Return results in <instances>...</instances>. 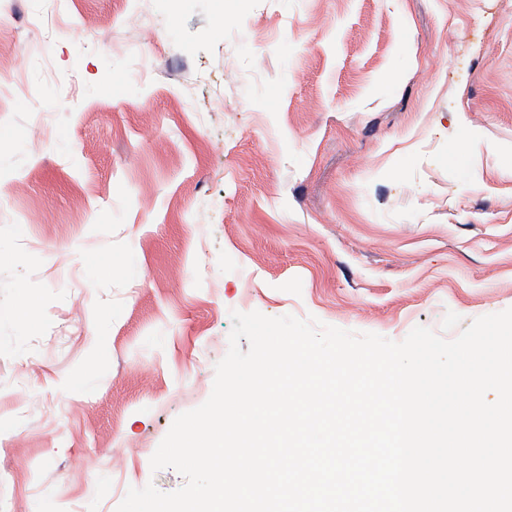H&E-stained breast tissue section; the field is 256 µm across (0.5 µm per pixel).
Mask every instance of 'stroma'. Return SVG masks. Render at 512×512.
<instances>
[{
	"mask_svg": "<svg viewBox=\"0 0 512 512\" xmlns=\"http://www.w3.org/2000/svg\"><path fill=\"white\" fill-rule=\"evenodd\" d=\"M0 97V512L183 487L231 311L512 308V0H0Z\"/></svg>",
	"mask_w": 512,
	"mask_h": 512,
	"instance_id": "35a3bbf8",
	"label": "stroma"
}]
</instances>
